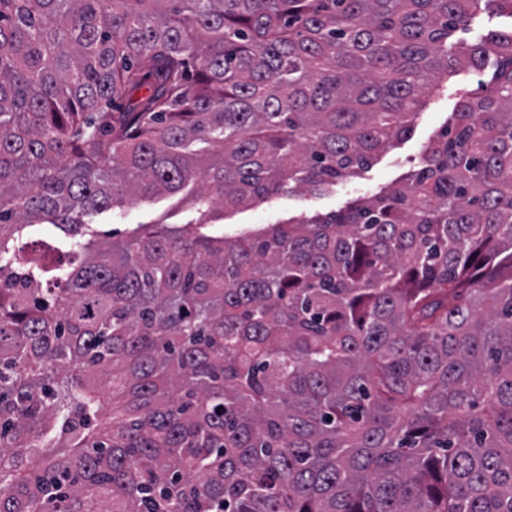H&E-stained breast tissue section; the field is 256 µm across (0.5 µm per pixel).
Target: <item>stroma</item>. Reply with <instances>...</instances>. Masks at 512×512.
Returning <instances> with one entry per match:
<instances>
[{
	"instance_id": "obj_1",
	"label": "stroma",
	"mask_w": 512,
	"mask_h": 512,
	"mask_svg": "<svg viewBox=\"0 0 512 512\" xmlns=\"http://www.w3.org/2000/svg\"><path fill=\"white\" fill-rule=\"evenodd\" d=\"M490 76L487 70L479 75L461 71L453 83L430 99L418 115L411 135L384 151L360 177L320 194L280 193L267 202L228 212L223 223L204 225V234L231 239L247 228L260 230L293 216L326 213L344 207L352 199L380 192L415 168L423 148L447 125L460 90H476L480 81L489 80ZM195 218L194 209L176 195L141 198L126 207L90 216L89 221L100 237L121 238L142 224L160 222L183 227Z\"/></svg>"
}]
</instances>
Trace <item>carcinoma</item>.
Segmentation results:
<instances>
[{
    "label": "carcinoma",
    "instance_id": "cac0c4a2",
    "mask_svg": "<svg viewBox=\"0 0 512 512\" xmlns=\"http://www.w3.org/2000/svg\"><path fill=\"white\" fill-rule=\"evenodd\" d=\"M482 10L512 0H0V512H512V27L454 40ZM490 59L338 211L83 220L328 190ZM492 61L481 73L461 71L453 83H448L440 93L429 100L418 115L412 134L384 151L362 175L339 184L322 193L283 192L265 203L243 207L228 212L224 224H205L201 233L234 238L244 229L260 230L269 225L288 220V217L326 213L344 207L347 202L361 196H372L384 187L397 182L415 169L423 148L447 125L460 90L474 92L480 81H488L493 71ZM183 194L140 198L124 208H115L84 218L98 231L100 238L126 236L142 224L184 227L196 219L195 209L181 202ZM195 227L194 224H188Z\"/></svg>",
    "mask_w": 512,
    "mask_h": 512
}]
</instances>
